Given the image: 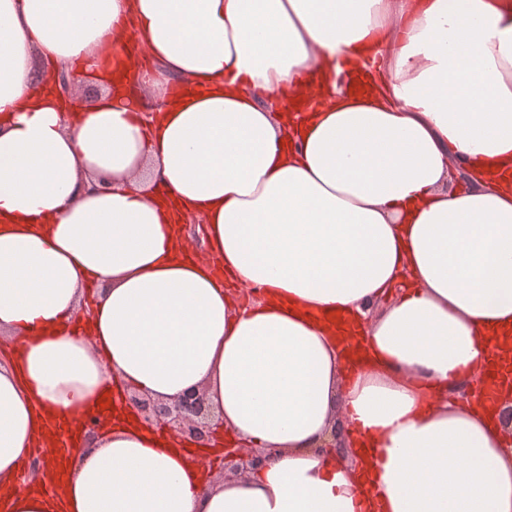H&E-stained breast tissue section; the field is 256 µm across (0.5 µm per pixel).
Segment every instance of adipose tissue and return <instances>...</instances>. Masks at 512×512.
I'll return each mask as SVG.
<instances>
[{"label":"adipose tissue","mask_w":512,"mask_h":512,"mask_svg":"<svg viewBox=\"0 0 512 512\" xmlns=\"http://www.w3.org/2000/svg\"><path fill=\"white\" fill-rule=\"evenodd\" d=\"M159 100L66 111L46 66ZM360 91L339 88L340 72ZM200 220L216 266L185 257ZM247 287L245 296L235 286ZM8 512H512V0H0ZM203 392L246 473L98 399ZM346 446H315L332 425ZM221 448V447H219ZM224 472L242 474L265 457L267 452L257 448H240L227 445L220 449Z\"/></svg>","instance_id":"1"}]
</instances>
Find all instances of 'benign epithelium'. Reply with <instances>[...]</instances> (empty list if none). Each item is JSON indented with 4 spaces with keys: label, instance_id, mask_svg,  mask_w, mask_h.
Listing matches in <instances>:
<instances>
[{
    "label": "benign epithelium",
    "instance_id": "obj_1",
    "mask_svg": "<svg viewBox=\"0 0 512 512\" xmlns=\"http://www.w3.org/2000/svg\"><path fill=\"white\" fill-rule=\"evenodd\" d=\"M55 92L67 102L75 94V77L63 65L48 67L45 72ZM125 405L136 413L140 421L148 426L163 423L178 439L196 448H216L219 440L214 432L212 412L201 392H190L169 402L153 401L136 392L125 393ZM224 470L244 473L263 459L266 452L257 448L226 446L220 449Z\"/></svg>",
    "mask_w": 512,
    "mask_h": 512
}]
</instances>
